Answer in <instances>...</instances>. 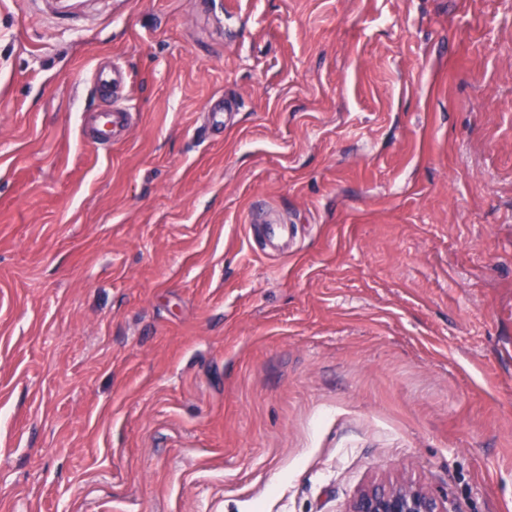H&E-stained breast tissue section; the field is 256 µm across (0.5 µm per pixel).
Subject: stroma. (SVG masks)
Here are the masks:
<instances>
[{
  "mask_svg": "<svg viewBox=\"0 0 512 512\" xmlns=\"http://www.w3.org/2000/svg\"><path fill=\"white\" fill-rule=\"evenodd\" d=\"M406 478L512 512V0H0V512ZM106 122L97 131L99 142H109L118 128L128 125L130 122V112L124 105L114 102L107 110Z\"/></svg>",
  "mask_w": 512,
  "mask_h": 512,
  "instance_id": "35a3bbf8",
  "label": "stroma"
}]
</instances>
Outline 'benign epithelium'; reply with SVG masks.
Here are the masks:
<instances>
[{"label": "benign epithelium", "instance_id": "benign-epithelium-1", "mask_svg": "<svg viewBox=\"0 0 512 512\" xmlns=\"http://www.w3.org/2000/svg\"><path fill=\"white\" fill-rule=\"evenodd\" d=\"M348 512H447L444 502L412 482L373 485L361 490Z\"/></svg>", "mask_w": 512, "mask_h": 512}]
</instances>
